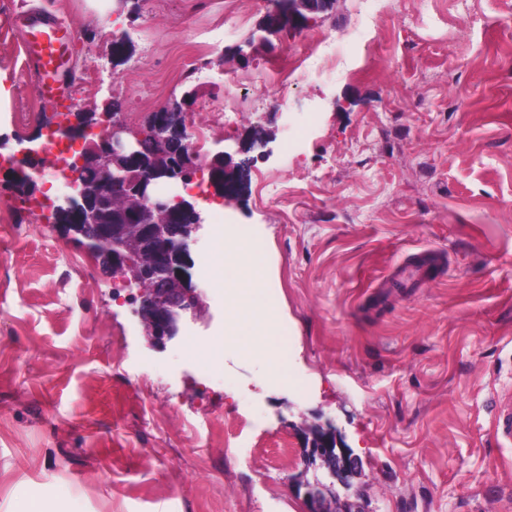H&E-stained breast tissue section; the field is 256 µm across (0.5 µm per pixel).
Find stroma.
<instances>
[{
  "label": "stroma",
  "mask_w": 512,
  "mask_h": 512,
  "mask_svg": "<svg viewBox=\"0 0 512 512\" xmlns=\"http://www.w3.org/2000/svg\"><path fill=\"white\" fill-rule=\"evenodd\" d=\"M273 0H0V74L11 90L0 155L60 111L38 93L15 26L30 13L82 29L66 75L73 111L129 116L190 96L188 112L241 96L209 154L247 162V188L211 199L247 224L290 345L291 377L243 344L205 376L183 341L149 347L122 287L63 225L22 203L0 168V512H308L299 479L313 429L360 461L341 500L364 512H512V442L494 432L493 398L512 386V0H333L303 28L257 36ZM358 32L369 72L324 75L322 56L283 105L264 69L306 54L312 35ZM224 39L207 77L160 79L174 49ZM94 69L89 91L76 76ZM243 78L226 88L224 69ZM161 80V79H160ZM306 130L303 149L287 137ZM270 182L258 195L260 178ZM215 232L190 247L204 316L224 331V291L203 266ZM438 255L410 293L381 280L412 254ZM288 441L291 453L276 449Z\"/></svg>",
  "instance_id": "35a3bbf8"
}]
</instances>
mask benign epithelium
I'll use <instances>...</instances> for the list:
<instances>
[{"instance_id": "obj_1", "label": "benign epithelium", "mask_w": 512, "mask_h": 512, "mask_svg": "<svg viewBox=\"0 0 512 512\" xmlns=\"http://www.w3.org/2000/svg\"><path fill=\"white\" fill-rule=\"evenodd\" d=\"M328 0H288V23L308 19L320 12ZM57 125L78 134L94 130V121L80 116L60 120ZM148 132L155 147L168 157L179 158L189 148L183 120V103L172 101L151 114ZM143 135L126 136V129L116 116L108 117L106 132L76 159L66 172L71 193L47 205L46 218L57 220L65 215L70 231L81 236L88 250L96 253L106 243L108 265L112 274L129 286L144 280L155 284L152 292L140 296L136 311L144 335L153 347H163L184 333L189 323L202 318L203 302L192 285L190 245L203 229L205 217L197 209L196 199L181 195L170 197L160 186L176 178L172 171H161L145 164ZM224 152H218L209 164L211 184L219 196H233L239 180L224 179ZM120 192L136 202L137 207L113 217L122 223L119 230L110 228L104 213L91 205L92 195L110 197ZM195 210L197 222L180 223L184 210ZM310 460L320 461L332 479L342 480L357 467L352 455L336 452V443L323 436L308 450ZM310 512H340L331 507L323 495V485L309 486Z\"/></svg>"}]
</instances>
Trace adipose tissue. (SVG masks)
<instances>
[{
  "mask_svg": "<svg viewBox=\"0 0 512 512\" xmlns=\"http://www.w3.org/2000/svg\"><path fill=\"white\" fill-rule=\"evenodd\" d=\"M211 254L213 275L224 290L225 336L243 340L251 350L269 355L278 378L289 379L288 339L266 293L264 254L254 244L249 228L237 225L218 229Z\"/></svg>",
  "mask_w": 512,
  "mask_h": 512,
  "instance_id": "adipose-tissue-1",
  "label": "adipose tissue"
}]
</instances>
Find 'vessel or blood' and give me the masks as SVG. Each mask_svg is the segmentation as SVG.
<instances>
[{
  "label": "vessel or blood",
  "instance_id": "b4317fda",
  "mask_svg": "<svg viewBox=\"0 0 512 512\" xmlns=\"http://www.w3.org/2000/svg\"><path fill=\"white\" fill-rule=\"evenodd\" d=\"M27 49L28 59L39 76L41 94L67 102V89L59 85L58 75L69 63L74 35L67 27L55 24L44 17L29 18L19 28ZM433 263L430 254H421L416 260L402 267L398 276L404 287H414L426 279ZM496 404V434L504 440H512V388L498 392Z\"/></svg>",
  "mask_w": 512,
  "mask_h": 512
}]
</instances>
